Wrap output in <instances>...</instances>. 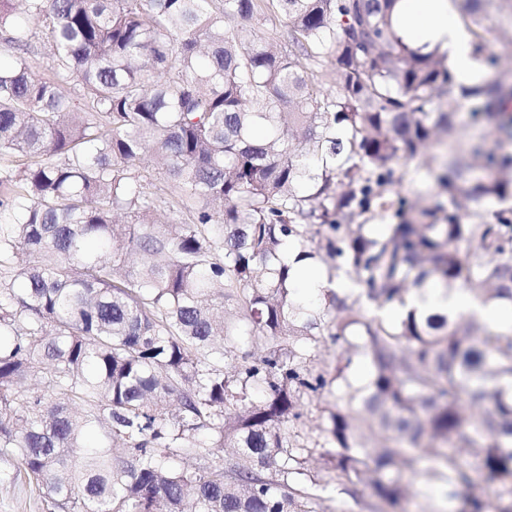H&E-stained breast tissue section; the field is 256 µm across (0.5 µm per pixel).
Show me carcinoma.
I'll use <instances>...</instances> for the list:
<instances>
[{
    "label": "carcinoma",
    "instance_id": "1",
    "mask_svg": "<svg viewBox=\"0 0 512 512\" xmlns=\"http://www.w3.org/2000/svg\"><path fill=\"white\" fill-rule=\"evenodd\" d=\"M396 2L0 0V447L61 512H328L333 484L406 512L423 464L448 512H512V333L379 315L431 284L512 303V86L457 83ZM269 12L286 49L229 23ZM463 100L493 145L451 152ZM445 143L432 206L389 194ZM151 167L190 221L155 219ZM288 240L361 291L305 303ZM335 381L321 433L288 429Z\"/></svg>",
    "mask_w": 512,
    "mask_h": 512
}]
</instances>
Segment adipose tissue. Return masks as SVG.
Listing matches in <instances>:
<instances>
[{
    "instance_id": "ef3b65f1",
    "label": "adipose tissue",
    "mask_w": 512,
    "mask_h": 512,
    "mask_svg": "<svg viewBox=\"0 0 512 512\" xmlns=\"http://www.w3.org/2000/svg\"><path fill=\"white\" fill-rule=\"evenodd\" d=\"M394 28L405 42L414 47L438 49L448 55V61L457 81L477 82L480 72L471 56L470 36L454 14L449 0H398L394 9ZM299 249L287 244L283 258L292 265L295 274L289 285L306 295H318L336 286L349 288L347 280L329 283L308 260H298ZM411 306L421 311L448 310L453 314H476L481 321L492 327H499L508 320L507 313L500 306L479 305L467 292L457 291L443 295L440 289H429L426 299L412 298Z\"/></svg>"
}]
</instances>
